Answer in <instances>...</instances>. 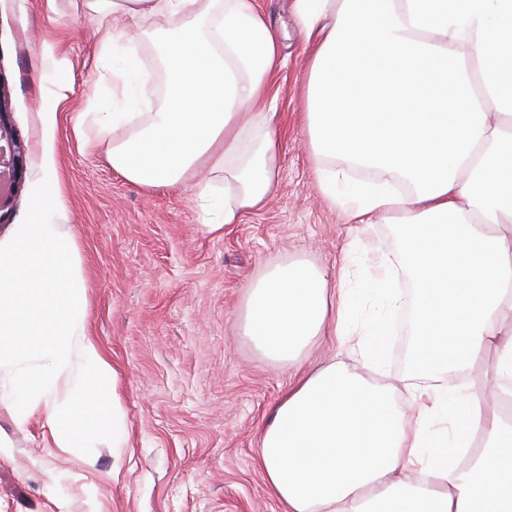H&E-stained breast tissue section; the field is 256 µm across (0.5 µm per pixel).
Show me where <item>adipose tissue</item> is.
<instances>
[{
	"instance_id": "1",
	"label": "adipose tissue",
	"mask_w": 512,
	"mask_h": 512,
	"mask_svg": "<svg viewBox=\"0 0 512 512\" xmlns=\"http://www.w3.org/2000/svg\"><path fill=\"white\" fill-rule=\"evenodd\" d=\"M130 18L173 24L165 55L167 101L134 112L145 76L126 31L99 29V56L122 50L112 96L123 109L99 117L112 130L108 160L147 188L192 187L210 210V178L223 177L219 235L263 206L277 184L273 115L255 111L281 64L279 32L257 0H86ZM309 53L306 115L325 159L365 158L408 175L407 190L350 185L324 172L320 184L357 226L362 274L376 305L367 312L348 265L328 288L304 261L271 267L250 288L244 333L275 362L295 360L315 338L335 336L339 353L300 377L276 404L259 459L283 512H512V0H292ZM61 190L50 158L36 174L22 223L0 233V373L13 383L17 424L39 419L54 447L97 440L129 445L119 374L86 330L88 305L78 242L57 223ZM397 227L398 260L366 247L373 218ZM406 275L414 288L413 372L435 378L463 370L487 348L496 398L427 387L415 412L393 387L346 363L386 358L402 309ZM481 449L468 462L438 467L433 444Z\"/></svg>"
}]
</instances>
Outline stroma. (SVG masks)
Returning <instances> with one entry per match:
<instances>
[{"label":"stroma","instance_id":"stroma-1","mask_svg":"<svg viewBox=\"0 0 512 512\" xmlns=\"http://www.w3.org/2000/svg\"><path fill=\"white\" fill-rule=\"evenodd\" d=\"M275 22L283 63L271 82L279 179L262 209L244 211L222 236L200 229L188 191L146 189L115 173L103 148L84 151L75 112L113 108L102 77L118 57L97 59L98 26L133 29L121 12L75 0H0V85L24 173L0 223H21L37 165L53 153L63 207L83 257L89 335L119 371L130 445L99 443L70 453L52 447L38 420L24 426L0 410V512H282L258 462L262 428L299 371L337 352L333 337L311 345L300 366L266 358L242 325L250 286L272 265L305 260L328 281L344 262L354 227L325 197L305 122L308 61L291 0H258ZM66 60L74 96L54 105L48 58ZM390 339L382 369L403 406L413 401L403 347Z\"/></svg>","mask_w":512,"mask_h":512}]
</instances>
